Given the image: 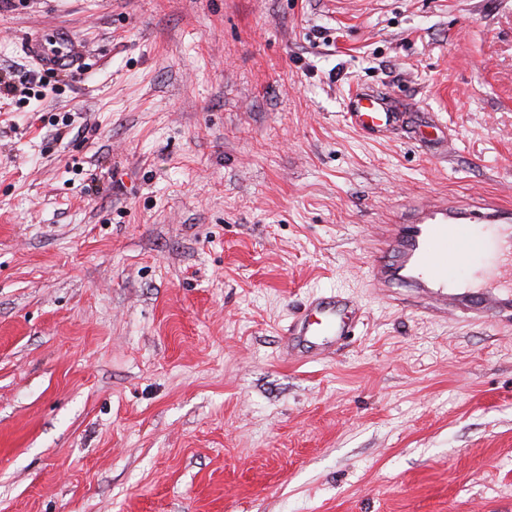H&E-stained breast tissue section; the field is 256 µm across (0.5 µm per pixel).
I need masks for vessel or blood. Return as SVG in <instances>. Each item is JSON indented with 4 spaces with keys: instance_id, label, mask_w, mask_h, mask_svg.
<instances>
[{
    "instance_id": "vessel-or-blood-1",
    "label": "vessel or blood",
    "mask_w": 512,
    "mask_h": 512,
    "mask_svg": "<svg viewBox=\"0 0 512 512\" xmlns=\"http://www.w3.org/2000/svg\"><path fill=\"white\" fill-rule=\"evenodd\" d=\"M26 47L45 67L65 61L47 52L39 36H31ZM347 118L367 134L400 122L384 97L364 91L349 95ZM479 252L491 255L490 265L476 269L473 280H454L452 271L473 267ZM371 267L374 288L383 293L396 284L411 288L431 316L512 326V209L497 201L463 207L435 196L419 203L408 222L376 225ZM361 314L357 302L341 292L310 296L288 327L289 356L302 358L307 349L329 351L351 334Z\"/></svg>"
}]
</instances>
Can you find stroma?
I'll return each instance as SVG.
<instances>
[{"label": "stroma", "mask_w": 512, "mask_h": 512, "mask_svg": "<svg viewBox=\"0 0 512 512\" xmlns=\"http://www.w3.org/2000/svg\"><path fill=\"white\" fill-rule=\"evenodd\" d=\"M34 34L84 75L0 97V512H512V330L369 271L415 203L512 207V0H18L1 77ZM329 289L362 324L289 360ZM347 118L351 125L364 133L375 134L396 127L400 116L380 95L356 91L348 96Z\"/></svg>", "instance_id": "35a3bbf8"}]
</instances>
